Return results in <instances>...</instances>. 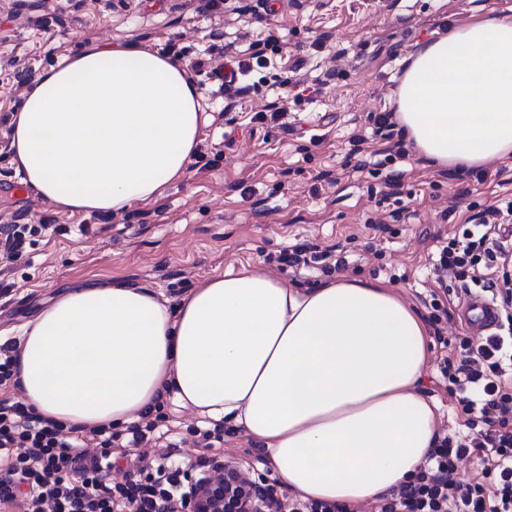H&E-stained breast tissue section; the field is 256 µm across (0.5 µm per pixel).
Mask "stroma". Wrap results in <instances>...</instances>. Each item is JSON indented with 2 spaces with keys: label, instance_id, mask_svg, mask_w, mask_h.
Masks as SVG:
<instances>
[{
  "label": "stroma",
  "instance_id": "1",
  "mask_svg": "<svg viewBox=\"0 0 512 512\" xmlns=\"http://www.w3.org/2000/svg\"><path fill=\"white\" fill-rule=\"evenodd\" d=\"M512 14V0H288L265 12L243 0L241 12L211 16L200 0H0V115L18 111L28 89L16 73L41 75L63 56L98 46L135 43L186 60L206 59L220 31L238 57L252 43L276 39L269 65L243 78L250 92L224 111L207 74L192 78L208 113L198 143L220 154L218 165L192 168L165 196L106 223L53 208L13 186V156L0 158V215L24 223L54 217L62 233L35 237L0 300V332L17 331L66 289L124 280L177 305L209 278L249 268L286 284L311 288L318 272L279 268L281 250L302 240L347 251L345 278L381 281L415 311L431 288L429 262L441 238L472 214L512 201V159L489 160L485 180L459 181L414 151L398 154L399 132L376 130L374 116L395 107L402 61L452 26ZM300 65L320 94L291 102L290 129L252 121L254 108L287 96L267 79ZM401 173L398 193L385 179ZM149 213L139 223L138 212ZM447 350L427 343L421 393L436 406V426L455 415L438 364ZM266 450L243 430L224 428V459L252 470L279 495L288 490Z\"/></svg>",
  "mask_w": 512,
  "mask_h": 512
}]
</instances>
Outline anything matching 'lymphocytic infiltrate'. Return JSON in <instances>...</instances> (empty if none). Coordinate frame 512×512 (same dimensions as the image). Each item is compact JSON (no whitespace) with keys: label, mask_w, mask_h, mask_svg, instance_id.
<instances>
[{"label":"lymphocytic infiltrate","mask_w":512,"mask_h":512,"mask_svg":"<svg viewBox=\"0 0 512 512\" xmlns=\"http://www.w3.org/2000/svg\"><path fill=\"white\" fill-rule=\"evenodd\" d=\"M53 218L41 224H0V298L25 258L31 236L55 235ZM279 264L322 273L346 270V253L300 242L280 252ZM512 264V201L488 207L475 223L460 225L432 262L431 277L444 295L488 293L498 311L494 333L481 338L446 337L438 301L427 318L437 343L448 348L441 375L456 401L455 418L419 466L415 481L400 485L378 512H512V289L492 272ZM168 387L125 431L108 425H68L44 417L28 403L0 402V512H191L194 491L224 474V423L210 418L189 427L201 451L184 464L166 452L139 455L149 443L170 440L163 413ZM134 452L133 468L112 476L115 449ZM474 472L462 479L459 465Z\"/></svg>","instance_id":"f902f5d3"}]
</instances>
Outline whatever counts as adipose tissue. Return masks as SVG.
Segmentation results:
<instances>
[{"instance_id": "adipose-tissue-1", "label": "adipose tissue", "mask_w": 512, "mask_h": 512, "mask_svg": "<svg viewBox=\"0 0 512 512\" xmlns=\"http://www.w3.org/2000/svg\"><path fill=\"white\" fill-rule=\"evenodd\" d=\"M397 122L433 165L512 158V15L450 29L404 60ZM206 120L186 66L134 43L61 57L8 135L51 206L111 214L184 178ZM29 403L73 425H126L163 382L263 444L303 500L377 499L415 476L435 437L419 392L420 318L380 281L298 290L249 269L177 306L125 281L65 291L19 329Z\"/></svg>"}]
</instances>
